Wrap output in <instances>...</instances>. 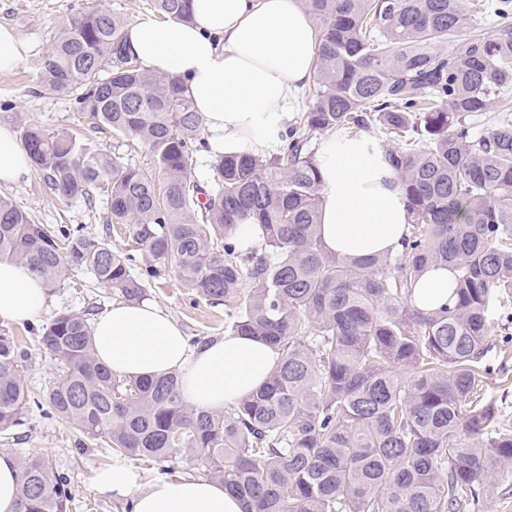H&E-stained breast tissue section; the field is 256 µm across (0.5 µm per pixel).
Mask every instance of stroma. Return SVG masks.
Wrapping results in <instances>:
<instances>
[{"instance_id":"stroma-1","label":"stroma","mask_w":512,"mask_h":512,"mask_svg":"<svg viewBox=\"0 0 512 512\" xmlns=\"http://www.w3.org/2000/svg\"><path fill=\"white\" fill-rule=\"evenodd\" d=\"M94 8L108 9L129 24L152 11L151 0H0V24L14 27L31 46L26 60L18 67L0 72V125L18 130L34 124L54 133L74 132L90 147L118 153L125 163L148 176L158 177L159 171L145 145L132 139L113 138L106 128H93L69 96L40 84L41 62L57 29ZM0 196L9 197L36 221L50 228L82 227L87 232L109 237L112 246L119 249L127 243L128 227L107 226L103 195H96L90 206L81 202L66 205L46 191L33 172L15 184L0 183ZM146 299L164 310L181 327L187 339L205 343L224 334L223 306L191 300L175 278L149 283ZM119 300L117 292L98 284L89 272L69 269L50 289L48 306L35 320L11 326L17 343L28 353L24 376L35 398L44 399L61 373L59 361L46 353L39 343L42 327L65 312L95 318ZM489 341L492 370L482 376V390L496 398L504 422L512 425V343L507 342L504 331L496 325L490 328ZM0 451L15 456L45 455L54 472L67 479L73 497L72 512H130L127 499L99 494L92 485L94 470L113 461L109 450L35 406H28L21 426L0 434Z\"/></svg>"}]
</instances>
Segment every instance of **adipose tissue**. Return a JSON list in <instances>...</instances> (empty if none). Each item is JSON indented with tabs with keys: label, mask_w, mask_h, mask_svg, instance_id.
Masks as SVG:
<instances>
[{
	"label": "adipose tissue",
	"mask_w": 512,
	"mask_h": 512,
	"mask_svg": "<svg viewBox=\"0 0 512 512\" xmlns=\"http://www.w3.org/2000/svg\"><path fill=\"white\" fill-rule=\"evenodd\" d=\"M192 22L148 15L128 25L129 51L144 69L183 79L206 122L212 152L235 155L278 142L284 121L314 79L320 38L301 0H192ZM319 236L340 257L395 252L407 231L405 198L392 186L382 154L367 138H329L318 155ZM32 162L16 133L0 126V182L26 177ZM452 281L443 268L426 270L412 302L428 312L447 301ZM41 278L18 262H0V325L32 320L45 306ZM97 358L112 373L182 377L185 401L221 409L259 388L280 353L270 344L224 334L189 349L179 325L156 304L118 303L91 325ZM103 495L130 499L132 512H242L221 483L204 478L143 483L126 460L96 469Z\"/></svg>",
	"instance_id": "1"
}]
</instances>
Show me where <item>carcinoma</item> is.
I'll use <instances>...</instances> for the list:
<instances>
[{"label":"carcinoma","instance_id":"carcinoma-1","mask_svg":"<svg viewBox=\"0 0 512 512\" xmlns=\"http://www.w3.org/2000/svg\"><path fill=\"white\" fill-rule=\"evenodd\" d=\"M192 0H152L190 21ZM321 30L308 105L269 154L219 155L205 191L195 153L205 121L185 83L149 73L105 9L64 24L45 53L50 90L82 93L93 125L145 144L163 182L65 133L24 126L20 142L60 201L106 196L127 252L84 229L53 231L0 196V260L52 288L85 269L126 302L174 276L224 304V328L272 344L280 360L224 410L184 400L178 374L112 373L91 326L62 313L40 344L65 370L50 415L150 465L187 458L243 512H472L512 472V430L481 392L488 330L512 304V0L477 21L465 0H306ZM486 129L476 122L488 113ZM378 131L410 215L393 254L341 258L319 237L320 173L307 149L324 133ZM255 224L248 248L234 237ZM145 266L133 272V252ZM453 272L448 302L412 304L427 267ZM27 354L0 329V432L29 404ZM18 512H70L67 479L46 457L20 461Z\"/></svg>","mask_w":512,"mask_h":512}]
</instances>
